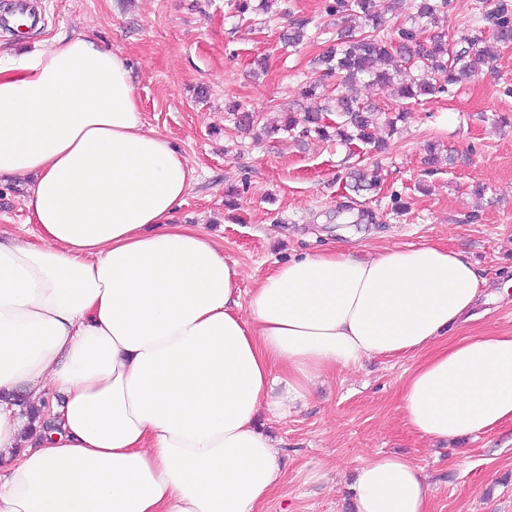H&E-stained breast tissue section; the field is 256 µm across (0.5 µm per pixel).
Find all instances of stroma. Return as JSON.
<instances>
[{
  "instance_id": "1",
  "label": "stroma",
  "mask_w": 512,
  "mask_h": 512,
  "mask_svg": "<svg viewBox=\"0 0 512 512\" xmlns=\"http://www.w3.org/2000/svg\"><path fill=\"white\" fill-rule=\"evenodd\" d=\"M38 24L0 29V54L26 55L58 36L93 37L122 53L149 126L195 171L176 214L212 237L240 270L242 292L274 263L337 245L360 257L440 243L478 269L485 296L444 334L512 333V47L451 93L411 103L384 152L309 134L255 137L227 112L237 102L259 125L306 110L305 82L319 80L322 41L285 45L289 17L334 33L341 19L324 0H277L270 13L237 15L235 0H37ZM453 163L427 172L428 146ZM378 171L379 191L352 196L350 171ZM27 184H0V224L22 237L35 228ZM373 213L375 221L364 220ZM416 356L377 357L324 377L287 418L260 416L281 449V483L264 512H352L356 465L376 452L418 464L431 512H512V421L443 443L407 429L404 380Z\"/></svg>"
}]
</instances>
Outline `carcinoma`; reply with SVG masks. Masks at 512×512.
<instances>
[{"label": "carcinoma", "instance_id": "obj_1", "mask_svg": "<svg viewBox=\"0 0 512 512\" xmlns=\"http://www.w3.org/2000/svg\"><path fill=\"white\" fill-rule=\"evenodd\" d=\"M450 2L417 0L416 12L407 23L387 33L376 0H325L328 14L352 21L325 40V49L316 60L325 76L336 78V95L322 110L315 107L301 116L287 113L283 130L299 127L303 133L313 131L326 138L332 128L345 143L356 140L379 150L385 146V140L375 136L381 112L358 102L351 94L354 86L394 84L397 96L405 101L444 94L491 65L499 48L512 45V0H496L492 8L480 13V20L488 25V37L467 34L450 43L442 34H427L429 26L448 12ZM309 24L307 19L292 20L282 40L290 46L300 44L308 37ZM228 111L244 131L257 124L255 114L239 103ZM327 112L336 113V121H327Z\"/></svg>", "mask_w": 512, "mask_h": 512}]
</instances>
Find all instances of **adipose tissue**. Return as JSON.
<instances>
[{
	"label": "adipose tissue",
	"instance_id": "1",
	"mask_svg": "<svg viewBox=\"0 0 512 512\" xmlns=\"http://www.w3.org/2000/svg\"><path fill=\"white\" fill-rule=\"evenodd\" d=\"M27 180L37 242L0 228V512H259L281 479L260 414L320 378L420 354L401 409L443 442L512 421V333L439 338L481 280L436 244L294 258L249 294L175 214L193 171L148 128L119 52L61 36L0 61V183ZM54 430L30 427L18 396ZM353 512H430L419 466L374 453Z\"/></svg>",
	"mask_w": 512,
	"mask_h": 512
}]
</instances>
